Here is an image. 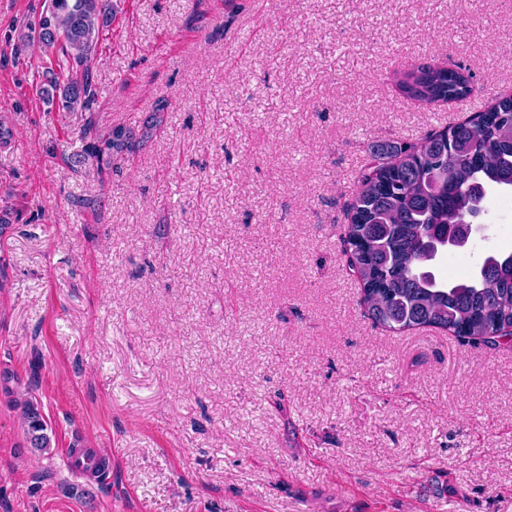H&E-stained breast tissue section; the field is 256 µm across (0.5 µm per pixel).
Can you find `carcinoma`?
Instances as JSON below:
<instances>
[{
	"instance_id": "carcinoma-1",
	"label": "carcinoma",
	"mask_w": 512,
	"mask_h": 512,
	"mask_svg": "<svg viewBox=\"0 0 512 512\" xmlns=\"http://www.w3.org/2000/svg\"><path fill=\"white\" fill-rule=\"evenodd\" d=\"M40 19L55 32L38 38L41 49L59 51L68 63L65 79L50 80L59 108L90 110L97 90L88 66L114 19L112 0H50ZM398 87L425 104L465 99L476 89L470 71L458 63L419 66ZM82 141L74 162H89L102 176L129 161L139 145L123 126L87 132ZM358 185L348 205L343 253L374 324L389 332L431 327L488 347L512 336V253L490 254L479 271L449 282L430 270L448 249V231L464 237L461 225L477 215L478 205L493 191L512 188V95L416 144L376 146ZM17 405L26 441L50 451L38 402L26 398Z\"/></svg>"
}]
</instances>
